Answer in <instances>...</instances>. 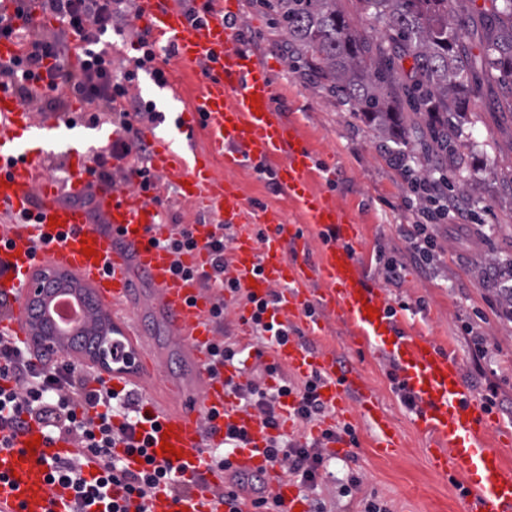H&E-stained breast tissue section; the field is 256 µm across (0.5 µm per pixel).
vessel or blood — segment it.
<instances>
[{
  "label": "vessel or blood",
  "mask_w": 512,
  "mask_h": 512,
  "mask_svg": "<svg viewBox=\"0 0 512 512\" xmlns=\"http://www.w3.org/2000/svg\"><path fill=\"white\" fill-rule=\"evenodd\" d=\"M137 9L141 27L156 44L172 50L180 61L206 69L191 108L177 116L176 133L190 137L203 130L210 155L189 161L176 146L175 133L150 135L152 170L209 216L206 223L193 227L199 249L178 260L201 268L208 260L201 244L216 225L237 226L233 273L240 294L262 299L271 288H279L280 300L272 312L275 322L300 324L311 331L318 321L307 312L303 286L309 271H316L325 283L321 304L349 326L354 348L390 360L393 390L414 399L413 424L426 439L430 463L437 473L460 480L465 512H512V463L486 441L496 419L467 386L449 350L429 337L402 331L392 300L366 278L357 251L355 217L331 196L311 192V181L320 175L314 156L296 125L275 104L265 65L241 48L240 33L228 24L222 0L197 20L180 0H137ZM31 107V101L0 89V293L21 298L46 262L90 289L99 303L122 312V333L112 339L116 389L140 380L141 348L133 319L150 313L178 341L189 363V377L167 389L180 403L169 408L151 399L144 409L156 421L152 452L181 468L187 483L178 493L157 486L148 501L150 512H212L211 499L196 487V480L224 485L234 474L266 480L280 497L283 512H309L296 485L281 479L269 462L271 431L256 416L227 413V425L244 431L249 442L231 450L227 468L211 464L208 450L218 441L207 437L204 417L212 411L226 413L229 394L224 380L236 373L230 366L221 375L212 372L211 297L198 278L175 274L178 260L159 244L169 228L151 192L102 184L75 147H51V140L63 131L82 125L80 114L70 110L37 116ZM31 139L44 141V148L31 152ZM217 162L227 169L272 163L277 185L301 205L323 235L324 257L317 268L298 259L305 249L302 232L285 224L278 213L250 214L240 191L214 173ZM48 167L60 170V177L42 180L40 172ZM82 194L93 196V208L67 203V196ZM254 221L265 225L263 236L248 230ZM289 251L296 254V261L286 260ZM138 278L145 280L146 292H134L132 284ZM273 358L299 374L324 378L319 398L328 411L325 425L350 420L356 413L373 431L375 447H401L396 427L358 367L342 362L336 352L317 353L292 338L275 343ZM42 433L38 424H31L11 447L0 449V512H71L69 491L48 485L46 475L49 457L70 451L73 443L51 442ZM165 441L173 445V453L162 451Z\"/></svg>",
  "instance_id": "b4317fda"
}]
</instances>
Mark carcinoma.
<instances>
[{"label":"carcinoma","mask_w":512,"mask_h":512,"mask_svg":"<svg viewBox=\"0 0 512 512\" xmlns=\"http://www.w3.org/2000/svg\"><path fill=\"white\" fill-rule=\"evenodd\" d=\"M477 11L478 21L456 9V0H360L364 12L385 24L388 41L400 57L413 58L417 104L430 118V132L440 149L464 148L448 142V122L466 121L472 102L481 96L469 74L487 65L512 78V0H490ZM279 21L292 59L386 138L402 135V108L388 68L371 56L366 36L352 28L336 9V0H276ZM30 324L44 336L52 324L36 306L28 307ZM101 339L89 331L74 334L66 349L91 358Z\"/></svg>","instance_id":"cac0c4a2"}]
</instances>
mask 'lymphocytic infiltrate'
<instances>
[{"label": "lymphocytic infiltrate", "mask_w": 512, "mask_h": 512, "mask_svg": "<svg viewBox=\"0 0 512 512\" xmlns=\"http://www.w3.org/2000/svg\"><path fill=\"white\" fill-rule=\"evenodd\" d=\"M59 21L57 30L45 32L38 26H15L0 16V36H23L29 50L14 67L0 69V89L28 99L30 80L40 68H47V91L40 98L42 109L58 112L66 97L57 93L58 82L69 87L68 97L107 112L116 137L107 154L95 156L94 174L103 182L115 181V164L124 163L126 182H139L143 190L155 185L148 163L149 145L142 137L144 125L154 123L157 114L151 103L134 93L139 69L153 64L156 46L146 30L137 27L126 0H46ZM130 39L136 52L131 69L115 71L112 55L101 48L107 32ZM76 36L78 48H71L68 38ZM235 235L229 226L216 225L206 244L207 268L197 277L204 291L211 293L210 321L218 336L210 348L214 364H233L241 355L239 342L229 329V304L225 293H236L230 274ZM266 381L243 382L227 378L230 395L243 401L245 408L258 416L273 432L267 455L283 476L308 488H316L328 459V444L352 435L345 425L322 431L320 437L302 440L281 434L280 411L288 396H295V421L308 424L323 411L319 389L323 380L307 376L300 385L278 378L276 366H266ZM143 401L135 389L114 390L106 382H94L83 365L66 360L35 361L28 346L18 345L11 336L0 333V448L21 435L30 422L39 423L49 439H70L73 452L51 457L47 482L72 491L73 512H128L130 500L147 499L159 485L173 491L183 487L175 467L157 462L149 444L137 440V427L146 423ZM143 458L139 470L129 469L126 455ZM97 460L98 471L85 477L88 460Z\"/></svg>", "instance_id": "1"}]
</instances>
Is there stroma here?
<instances>
[{
    "mask_svg": "<svg viewBox=\"0 0 512 512\" xmlns=\"http://www.w3.org/2000/svg\"><path fill=\"white\" fill-rule=\"evenodd\" d=\"M235 10L244 49L270 69L276 103L287 108L289 120L298 125L307 146L336 173L332 181L315 180L313 189L330 192L338 205L355 215L364 271L385 288L402 326L451 350L476 395L486 394L493 386L500 398L512 399V309L501 302L493 282L479 277L486 268L512 258V85L478 75L483 97L472 107L471 123L464 126L469 147L456 156L432 147L423 113L404 111L405 137L397 146L404 161L399 164L391 157L395 146L384 134L347 101L311 81L301 64L289 61L285 32L270 0H236ZM442 172L448 176L449 195L469 204L475 222L464 228L448 223L434 226V262L426 268L415 257L407 236L410 224L418 220L412 185ZM224 177L237 185L251 210L280 211L287 223L302 228L307 262L322 258L318 229L284 191L273 190L250 165L225 171ZM158 187L164 222L206 220L204 210L180 197L166 181H159ZM387 258L401 265L400 277L392 284L385 280ZM321 323L320 336L300 332L297 341L336 351L357 366L377 390L404 441L397 455H381L373 446L369 427L353 418L358 442L332 456L329 475L319 489L329 512H348V500L338 490L353 474L363 476V494H376L391 512H463L447 477L430 467L410 411L390 390L384 361L369 352H354L349 330L336 315H322ZM470 327L486 338L488 355L479 371L474 368L466 333ZM139 328L164 357V380L185 379L186 359L165 326L148 315Z\"/></svg>",
    "mask_w": 512,
    "mask_h": 512,
    "instance_id": "35a3bbf8",
    "label": "stroma"
}]
</instances>
